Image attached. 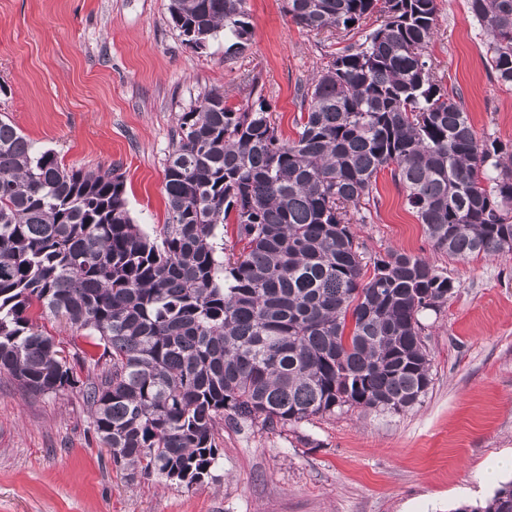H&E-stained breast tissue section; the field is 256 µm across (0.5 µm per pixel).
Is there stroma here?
Listing matches in <instances>:
<instances>
[{"instance_id":"35a3bbf8","label":"stroma","mask_w":512,"mask_h":512,"mask_svg":"<svg viewBox=\"0 0 512 512\" xmlns=\"http://www.w3.org/2000/svg\"><path fill=\"white\" fill-rule=\"evenodd\" d=\"M427 55L480 141L512 150V84L496 80L489 36L467 0H436ZM169 0H0V118L61 163L123 174L135 223L167 221L166 159L181 112L211 89L229 106L262 96L278 129L296 138L298 89L337 52L380 23L311 32L284 0H247L252 37L226 55L223 36L183 43ZM376 206L355 225L368 254L430 258L456 285L425 312L432 383L400 412L357 407L263 431L224 421L220 457L203 483L128 480L112 464L81 393L33 395L0 377V512H454L485 504L482 471L512 453V255L455 258L434 251L390 170ZM66 357L103 353L86 330L45 317Z\"/></svg>"}]
</instances>
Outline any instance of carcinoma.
Segmentation results:
<instances>
[{
	"mask_svg": "<svg viewBox=\"0 0 512 512\" xmlns=\"http://www.w3.org/2000/svg\"><path fill=\"white\" fill-rule=\"evenodd\" d=\"M247 0H170L183 41L252 34ZM512 83V0H468ZM310 31L381 23L302 90L306 117L283 138L262 98L209 91L179 115L165 169L168 223L149 234L122 175L61 164L0 119V376L34 395L82 391L91 425L129 480L191 487L211 475L224 419L265 430L348 406L380 411L431 379L420 321L454 294L444 268L390 251L363 280L353 225L391 168L439 253L502 255L512 239V152L481 143L425 57L436 0H285ZM193 36H188V31ZM236 240L224 242V227ZM104 342L81 381L38 318ZM512 512V482L482 507Z\"/></svg>",
	"mask_w": 512,
	"mask_h": 512,
	"instance_id": "carcinoma-1",
	"label": "carcinoma"
}]
</instances>
